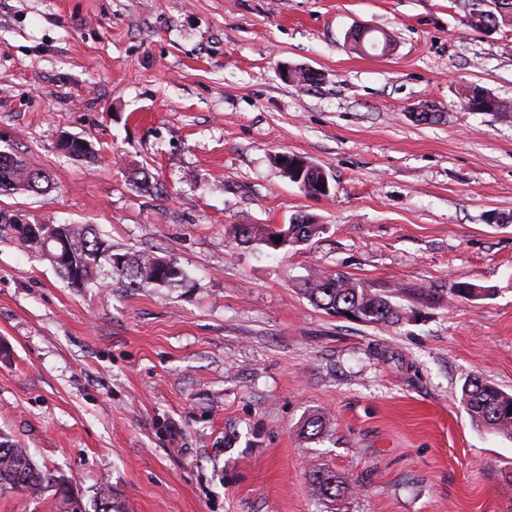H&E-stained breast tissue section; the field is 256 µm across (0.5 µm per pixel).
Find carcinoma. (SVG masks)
Masks as SVG:
<instances>
[{"instance_id": "obj_1", "label": "carcinoma", "mask_w": 512, "mask_h": 512, "mask_svg": "<svg viewBox=\"0 0 512 512\" xmlns=\"http://www.w3.org/2000/svg\"><path fill=\"white\" fill-rule=\"evenodd\" d=\"M467 23L481 30L488 17L475 7L474 0H467ZM30 166L18 159L7 165L0 161V192H30L26 186ZM63 229L76 240L77 248L67 262L55 264L57 271L66 279H71L74 269L82 270L85 285L96 283L101 267V259L112 246L105 244L88 227L79 224H65ZM320 225L307 215H298L291 220L283 233L287 235L286 246L294 247L308 241L320 232ZM272 235L270 229L254 230L250 227H237L234 237L242 244L263 245L266 237ZM124 268L115 269L120 277L129 280L131 287L146 285H173L183 278V273L172 263L158 264L159 257L152 254H124ZM470 283L455 282L448 288V296L468 300L471 298ZM420 296L429 304L443 300L445 294L433 288L419 289ZM304 293L310 301L326 312L333 314L341 309L351 310L360 321L375 324H394L404 317V309L394 304L390 296L373 292L345 273H318L304 282ZM461 400L472 421L480 428L505 438L512 439V395L502 391L495 384L481 378L470 379L462 388ZM60 473L41 469L29 451L18 447L8 438L0 439V492H25L34 499L51 494L57 503L58 512L66 510L69 494L75 492L84 498L81 489H73L57 481ZM312 492L318 497L335 500L349 488L346 478L332 471H318L310 476Z\"/></svg>"}]
</instances>
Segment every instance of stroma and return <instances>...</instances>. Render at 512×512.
Wrapping results in <instances>:
<instances>
[{
	"label": "stroma",
	"instance_id": "stroma-1",
	"mask_svg": "<svg viewBox=\"0 0 512 512\" xmlns=\"http://www.w3.org/2000/svg\"><path fill=\"white\" fill-rule=\"evenodd\" d=\"M464 3L0 0V152L51 180L0 213L184 274L132 288L106 265L74 288L0 224V435L122 512H512V440L461 402L475 376L512 393V112L462 107L474 85L512 103V29L471 28ZM357 29L389 54L353 49ZM300 214L323 226L301 245L233 238ZM336 271L405 318L316 307L304 281ZM457 281L487 293L418 294ZM316 471L345 496L315 497ZM312 492L318 497L338 499L349 488L346 478L332 471H318L310 476Z\"/></svg>",
	"mask_w": 512,
	"mask_h": 512
}]
</instances>
